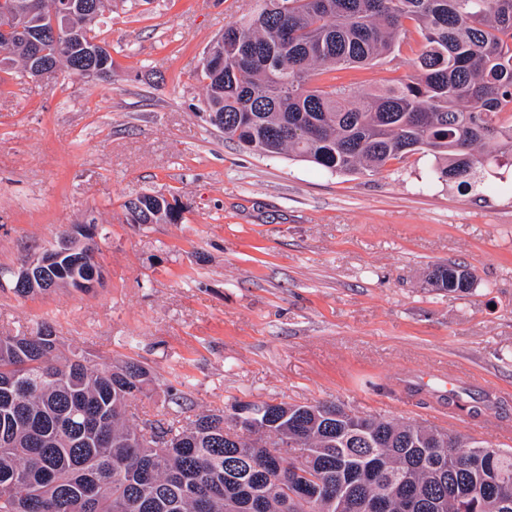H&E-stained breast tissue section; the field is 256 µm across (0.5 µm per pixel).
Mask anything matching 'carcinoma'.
I'll list each match as a JSON object with an SVG mask.
<instances>
[{
  "mask_svg": "<svg viewBox=\"0 0 512 512\" xmlns=\"http://www.w3.org/2000/svg\"><path fill=\"white\" fill-rule=\"evenodd\" d=\"M35 16L42 59L86 77L82 34L53 38ZM422 38L415 73L356 96L334 73L374 64ZM31 78V42L0 43ZM209 123L269 158L290 153L332 172L379 173L423 150L440 181L469 189L512 165V0H259L203 58ZM129 224H173L162 195L124 203ZM93 266L58 254L43 280L81 287ZM432 284L467 294V265H437ZM150 383L135 360L90 363L60 351L45 322L0 335V512H297L289 492L319 489L307 512H512V450L358 415L330 403L281 402L257 433L278 453L224 438L252 402L178 420L126 415Z\"/></svg>",
  "mask_w": 512,
  "mask_h": 512,
  "instance_id": "1",
  "label": "carcinoma"
}]
</instances>
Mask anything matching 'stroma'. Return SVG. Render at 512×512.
Wrapping results in <instances>:
<instances>
[{"label":"stroma","mask_w":512,"mask_h":512,"mask_svg":"<svg viewBox=\"0 0 512 512\" xmlns=\"http://www.w3.org/2000/svg\"><path fill=\"white\" fill-rule=\"evenodd\" d=\"M256 8L106 0L92 33L110 78L0 66V334L47 322L91 363L137 360L151 377L137 405L154 419L333 401L512 448V193L499 190L512 168L464 193L432 179L422 152L343 174L225 139L206 120L200 62ZM411 58L404 46L340 77L399 78ZM145 193L178 202L180 221L127 223L125 202ZM90 216L101 283L17 296L13 272ZM451 261L468 264L470 293L430 285ZM453 368L446 417L431 396ZM492 391L506 405L472 418Z\"/></svg>","instance_id":"stroma-1"}]
</instances>
